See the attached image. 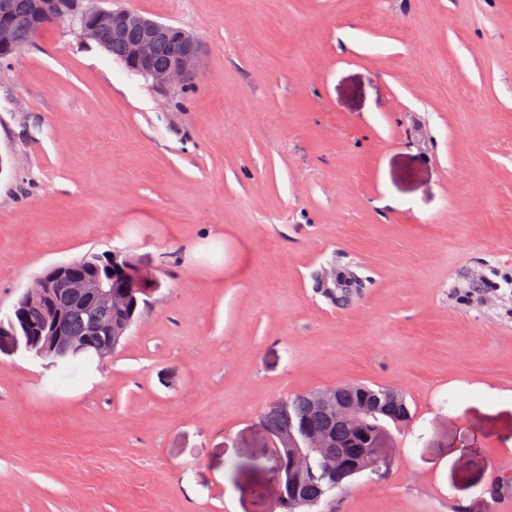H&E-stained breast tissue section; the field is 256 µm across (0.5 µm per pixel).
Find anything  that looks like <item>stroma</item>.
Listing matches in <instances>:
<instances>
[{
  "label": "stroma",
  "mask_w": 512,
  "mask_h": 512,
  "mask_svg": "<svg viewBox=\"0 0 512 512\" xmlns=\"http://www.w3.org/2000/svg\"><path fill=\"white\" fill-rule=\"evenodd\" d=\"M179 27L165 90L60 25L0 60V310L156 282L105 361L0 343V512H283L273 402L401 392L312 512H512V0H83ZM94 257H99L95 259ZM104 255L88 254L80 259L72 261L74 263L72 271L76 274L88 277L104 276L107 269L104 267Z\"/></svg>",
  "instance_id": "obj_1"
}]
</instances>
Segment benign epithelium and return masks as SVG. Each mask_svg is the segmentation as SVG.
I'll list each match as a JSON object with an SVG mask.
<instances>
[{
  "instance_id": "1",
  "label": "benign epithelium",
  "mask_w": 512,
  "mask_h": 512,
  "mask_svg": "<svg viewBox=\"0 0 512 512\" xmlns=\"http://www.w3.org/2000/svg\"><path fill=\"white\" fill-rule=\"evenodd\" d=\"M112 16V32L119 34L133 26L140 38L128 50L127 67L154 85L166 87L176 82L189 80L196 69L198 47L194 38L181 29L167 26L127 10L78 9L74 0H56L53 7L44 0H36L33 11V28H41L47 21L56 24L66 20L74 23L83 36H93L106 16ZM164 35L171 44V53L164 67H156L150 47L153 40ZM14 55L11 27L8 18H0V57ZM108 267L123 272L134 287L120 293L112 289L105 279L87 280L74 276L70 264L62 263L48 268L38 276L34 284L24 292L29 303L40 301L48 310L49 317L35 330L33 336H14L16 345L55 362L68 363L83 358L95 357L100 361L112 355L117 348L121 333L100 317H89L85 333L81 336H63L57 329L55 315L62 311L95 309L110 312L128 307L138 293H147L155 283L138 266H129L122 255L113 253L108 258ZM397 391L389 389L384 396H368L355 384H338L310 395L313 410L330 415L350 432L349 446L371 448V465L377 466L386 456L387 428L370 426L367 420L385 412ZM288 446L291 448L290 464L277 459L276 477L280 488L281 504L287 505V492H296L302 479L319 474L336 480L348 473L365 468L358 455L344 457L336 454V444L328 435L313 427L309 421L300 420L288 427Z\"/></svg>"
}]
</instances>
